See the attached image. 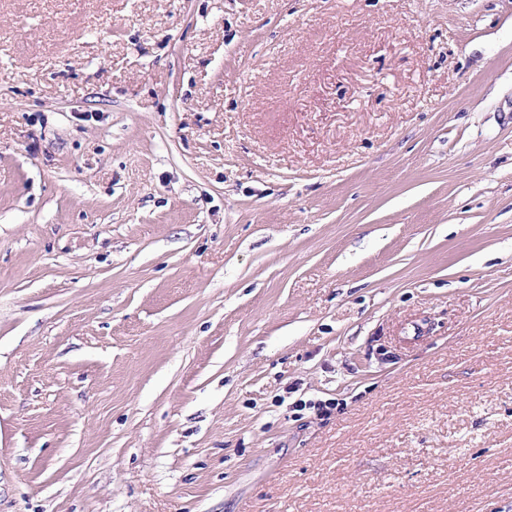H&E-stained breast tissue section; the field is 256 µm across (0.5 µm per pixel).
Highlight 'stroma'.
<instances>
[{
	"label": "stroma",
	"mask_w": 512,
	"mask_h": 512,
	"mask_svg": "<svg viewBox=\"0 0 512 512\" xmlns=\"http://www.w3.org/2000/svg\"><path fill=\"white\" fill-rule=\"evenodd\" d=\"M0 512H512V0H0Z\"/></svg>",
	"instance_id": "1"
}]
</instances>
